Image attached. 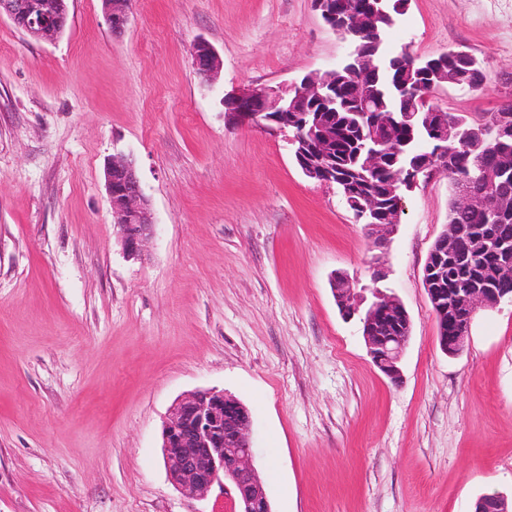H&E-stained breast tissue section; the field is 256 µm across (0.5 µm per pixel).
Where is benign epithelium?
Wrapping results in <instances>:
<instances>
[{"instance_id":"1","label":"benign epithelium","mask_w":512,"mask_h":512,"mask_svg":"<svg viewBox=\"0 0 512 512\" xmlns=\"http://www.w3.org/2000/svg\"><path fill=\"white\" fill-rule=\"evenodd\" d=\"M368 11H350L336 15L328 9L332 0H315V7L325 15V24L336 37L347 44L356 33L369 30V25L383 20L394 23L400 11L395 0H370ZM105 21L112 33L120 34L130 19V0H102ZM5 16L29 37L53 40L64 32L69 21L68 0H0V17ZM191 64L205 86H212L222 69L217 51L206 41H197L191 49ZM347 72L353 88L363 104L369 102L371 77L378 70V61H367L350 51L346 56ZM413 65L428 77V90L423 99L457 81L448 70L426 57L413 56ZM329 104L336 100V84L328 72H313L291 82L276 85L237 87L224 93V125L230 129L260 127L269 130L288 129V113L304 118L301 132L292 136L294 156L303 173L319 184H333L332 169L314 165L303 158L304 142L315 137L316 126L309 117L311 100ZM425 128L439 142L435 153L417 170H409L406 188L416 186L419 174L451 172L448 166V139L459 134V125L446 113L431 109L424 112ZM512 136V107L506 106L493 115L490 142ZM374 146L364 155L366 165L375 167L382 162L384 139L373 132ZM113 226L124 255L139 259L154 236L155 217L149 199L143 192L133 161L126 155L115 154L104 167ZM473 178H465V187L457 192V204L462 209L487 212L497 210L496 198L488 189L472 188ZM356 215L363 223L376 228H392L400 223L399 210H379L371 204H355ZM463 249L458 230L450 225L436 239L426 258L424 284L435 316L448 320V334H438L440 349L456 354L464 347L472 321L481 309L494 308L503 302L512 303V295L497 287V282L512 277V242L493 246L496 266L483 269L467 281L463 288L442 287L448 276V261ZM333 291L341 311L346 315L362 314L363 336L367 351L379 370L393 381L401 377V359L411 332V321L404 305L392 294L372 289L374 301L360 311L364 297L355 293L349 279L343 275L333 279ZM161 450L164 464L175 488L195 497L206 496L213 488L235 498L239 512H271L270 501L255 464L251 442V416L237 398L222 391L199 390L176 400L163 422Z\"/></svg>"}]
</instances>
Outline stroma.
Returning <instances> with one entry per match:
<instances>
[{"label": "stroma", "instance_id": "35a3bbf8", "mask_svg": "<svg viewBox=\"0 0 512 512\" xmlns=\"http://www.w3.org/2000/svg\"><path fill=\"white\" fill-rule=\"evenodd\" d=\"M223 68L201 85L190 49ZM392 51L457 47L482 89L435 101L479 119L512 100V0H410ZM345 47L312 0H69L53 42L0 18V512H238L170 482L161 426L191 391L250 411L272 512H474L512 496V305L480 310L442 352L423 284L456 193L419 181L381 237L296 165L290 135L224 125L222 97L335 67ZM136 162L156 226L117 241L104 166ZM411 319L392 382L344 318L347 274ZM105 21L112 33L120 34L130 19L131 2L129 0H102ZM191 64L201 83L211 87L222 69V60L217 51L205 40L197 41L191 49Z\"/></svg>", "mask_w": 512, "mask_h": 512}]
</instances>
